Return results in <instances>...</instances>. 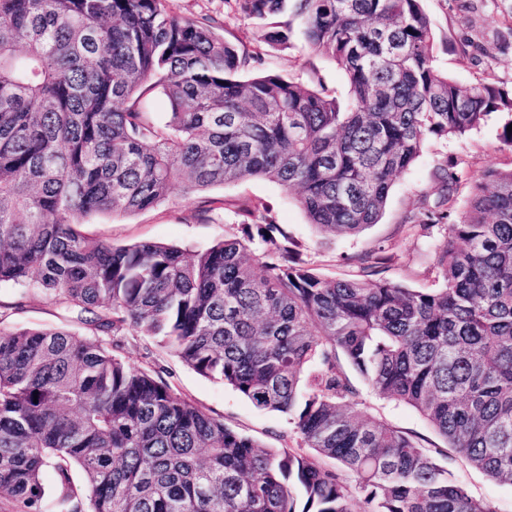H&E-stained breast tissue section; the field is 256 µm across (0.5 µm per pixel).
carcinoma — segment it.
<instances>
[{
  "label": "carcinoma",
  "instance_id": "carcinoma-1",
  "mask_svg": "<svg viewBox=\"0 0 512 512\" xmlns=\"http://www.w3.org/2000/svg\"><path fill=\"white\" fill-rule=\"evenodd\" d=\"M168 0H0V284L38 290L88 331L0 327V501L17 512H495L406 432L366 416L348 369L415 409L471 467L512 486V167H488L463 210L458 162L407 214L443 224L442 282L327 278L269 217L198 250L113 245L80 226L259 177L319 231L378 222L432 138L504 118L512 88L435 65L421 0H225L292 21L344 72V101L261 69ZM160 88L163 122L145 96ZM289 425L267 448L122 356L128 331ZM55 473L46 488L44 472Z\"/></svg>",
  "mask_w": 512,
  "mask_h": 512
}]
</instances>
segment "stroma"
<instances>
[{"mask_svg": "<svg viewBox=\"0 0 512 512\" xmlns=\"http://www.w3.org/2000/svg\"><path fill=\"white\" fill-rule=\"evenodd\" d=\"M168 7L184 19H215L219 35L235 46L260 52L271 71L304 85L324 87L340 98L348 93L343 70L313 51L300 34H292L287 46L274 49L262 40L258 19L233 11L224 0H169ZM423 8L432 23L434 55L442 71L463 85L490 78L512 86V0H423ZM465 38L482 44L484 54L472 57L449 49V42ZM501 124L500 117L494 114L463 139L430 140L421 156L397 178L379 223L355 236L321 234L309 224L293 195L260 178L192 194L177 187L167 200L151 209L124 217L98 215L84 224L82 230L115 244L151 240L205 248L239 223L236 205L262 201L272 205L275 222L300 244L307 260L324 276H356L359 268L354 255L382 246L392 257L385 278L411 288H430L436 276L435 252L446 241L448 232L441 225L410 229L402 221L407 213L417 210L422 200L437 199L441 185L435 173L446 160H457L462 171V179L455 188L461 206L467 201L473 181L484 169L512 165V149L499 138ZM213 199L226 200V208L206 211V201ZM67 324V315L46 297H22L13 287L0 286V326L34 328ZM123 355L136 368L164 366L167 380L176 392L208 413L222 416L227 425L258 438L266 446H282L287 424L280 415L256 409L222 383L191 371L172 353L141 337L130 336ZM361 399L370 416L423 437L430 446H441V439L411 407L382 399L367 388L362 389ZM446 465L474 496L490 503L495 512H512V486L497 483L453 451L449 452Z\"/></svg>", "mask_w": 512, "mask_h": 512, "instance_id": "obj_1", "label": "stroma"}]
</instances>
